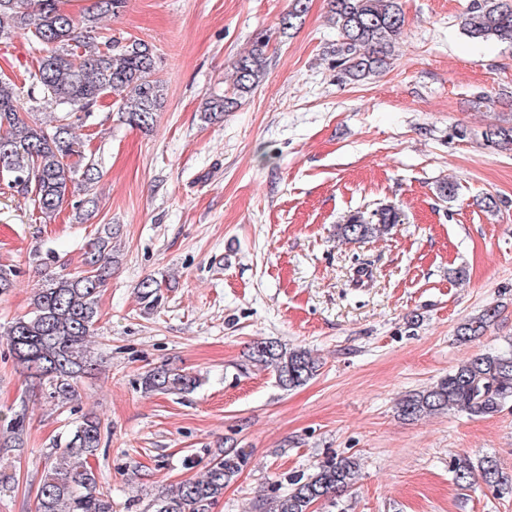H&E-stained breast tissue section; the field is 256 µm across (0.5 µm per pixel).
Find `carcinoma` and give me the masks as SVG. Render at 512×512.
<instances>
[{
  "label": "carcinoma",
  "mask_w": 512,
  "mask_h": 512,
  "mask_svg": "<svg viewBox=\"0 0 512 512\" xmlns=\"http://www.w3.org/2000/svg\"><path fill=\"white\" fill-rule=\"evenodd\" d=\"M127 0H94L90 8L75 16L61 0H0V37L23 31L40 46L37 70L30 74L31 105L22 107L17 84L0 74V165L10 176H21L16 191L31 197L44 221H52L75 192L84 198L73 203L79 211L95 206V185L102 177L88 160L73 134L74 120L105 95L120 104L125 121L149 129L164 95L156 57L140 39L124 45L96 43L100 20L117 18ZM338 39L331 55L343 78L361 80L383 72L391 49L405 24L400 0H329ZM308 11V0H292L282 24L294 28ZM466 36L474 41L512 44V0H473L463 23ZM269 39L259 37L247 54L235 62L233 96L214 95L202 106L201 120L212 123L238 100L252 93L261 82ZM53 107L58 115L46 122L43 110ZM486 141L512 145V126L493 125ZM397 213L382 208L365 217L350 216L337 226L344 240L364 241L385 233L396 222ZM113 232L103 229L92 243L85 269L71 273L46 265L40 269L43 285L31 299V310L15 318L4 332L17 369L32 386L46 391L48 398L66 404L77 395L79 379L92 366L91 338L98 316V298L111 275L107 255ZM140 299L152 305L160 285L153 278L138 284ZM498 309L487 307L460 323L456 337L470 342L485 335L496 321ZM248 361L274 372L284 390L312 380L320 364L310 351L290 347L276 339L250 346ZM195 375L167 363L154 366L142 376L146 392L183 393L197 387ZM512 401V348L475 355L448 371L436 384L401 397L396 403L400 416L420 420L457 408L471 416L499 413ZM102 444V424L93 413L83 416L69 433L55 461L45 467L36 492L35 512H112V497L89 466ZM248 465V456L236 448L224 450L203 477L183 481L159 495L153 512H213L224 496V488ZM360 469L354 456H329L313 473L291 480L288 492L271 501L269 512H310L320 502L336 506V499L351 489ZM460 487L475 480L496 491L512 490V474L488 457L477 460L463 455L452 465Z\"/></svg>",
  "instance_id": "carcinoma-1"
}]
</instances>
